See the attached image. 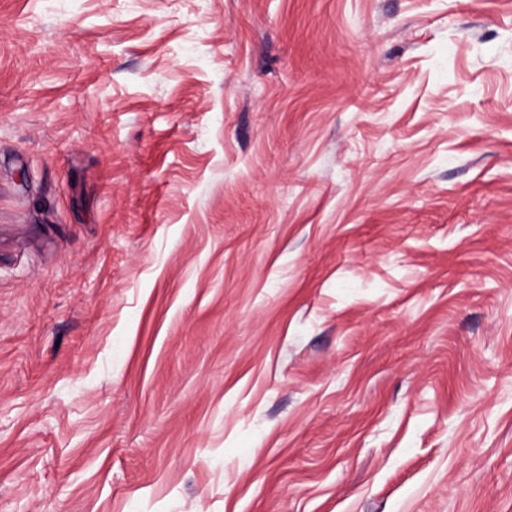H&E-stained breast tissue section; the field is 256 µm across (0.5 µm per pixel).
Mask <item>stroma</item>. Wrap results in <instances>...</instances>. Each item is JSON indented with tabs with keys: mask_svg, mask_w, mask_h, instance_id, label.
<instances>
[{
	"mask_svg": "<svg viewBox=\"0 0 512 512\" xmlns=\"http://www.w3.org/2000/svg\"><path fill=\"white\" fill-rule=\"evenodd\" d=\"M0 512H512V0H0Z\"/></svg>",
	"mask_w": 512,
	"mask_h": 512,
	"instance_id": "obj_1",
	"label": "stroma"
}]
</instances>
